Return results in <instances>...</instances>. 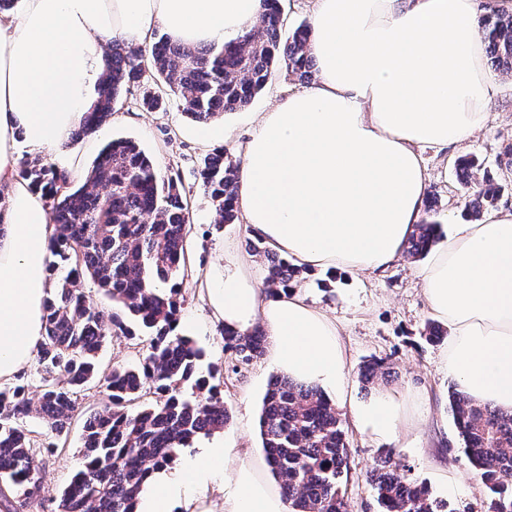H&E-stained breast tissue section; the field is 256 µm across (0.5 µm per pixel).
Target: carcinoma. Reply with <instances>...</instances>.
<instances>
[{
	"instance_id": "1",
	"label": "carcinoma",
	"mask_w": 512,
	"mask_h": 512,
	"mask_svg": "<svg viewBox=\"0 0 512 512\" xmlns=\"http://www.w3.org/2000/svg\"><path fill=\"white\" fill-rule=\"evenodd\" d=\"M485 56L491 66L512 72V15L492 10L480 20ZM310 28L285 33L280 0H263L259 20L237 40L223 45L187 47L164 37L151 49L113 41L99 99L80 121L75 136L96 132L111 118L124 87L143 88L139 105L158 110L167 89L184 113L207 124L224 112L247 107L283 69L303 82L314 76ZM240 161L219 149L207 155L200 172L216 222L231 224ZM462 185L480 169L477 158L457 164ZM19 177L42 193L52 234L50 291L44 304V334L38 348L39 396L17 382L0 390V507L15 512L42 489L38 454L54 452L55 442L26 428L29 418L63 436L82 418L83 464L60 498V512H134L135 500L150 475L172 465L181 448L199 436L224 429L229 413L217 387L198 377L203 352L188 338L174 336L178 282L186 266L188 203L177 182L162 175L133 140H113L99 152L84 183L73 188L69 174L37 157L25 161ZM498 189L485 176L472 201L478 217L494 204ZM415 226L405 254L425 258L439 239L436 210ZM249 249L267 262L265 288L275 294L301 283L309 272L263 246ZM112 299L117 311L87 302L86 280ZM149 336V354L139 366L101 370L99 351L110 336H131L123 316ZM231 372L239 374L265 352L268 337L256 327L241 334L222 330ZM387 367L373 360L361 375L366 385L385 379ZM105 386L106 400L90 412L79 399L93 382ZM153 402L139 408L143 388ZM462 451L477 480L493 494L487 512H512V411L449 395ZM259 431L265 461L278 480L290 512H346L344 478L349 444L336 408L315 385L286 376L271 380L263 398ZM384 512H443L444 504L424 485H411L377 463L373 480Z\"/></svg>"
}]
</instances>
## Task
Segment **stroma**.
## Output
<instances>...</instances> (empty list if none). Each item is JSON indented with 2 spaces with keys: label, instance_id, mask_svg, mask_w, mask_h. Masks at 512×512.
Returning a JSON list of instances; mask_svg holds the SVG:
<instances>
[{
  "label": "stroma",
  "instance_id": "stroma-1",
  "mask_svg": "<svg viewBox=\"0 0 512 512\" xmlns=\"http://www.w3.org/2000/svg\"><path fill=\"white\" fill-rule=\"evenodd\" d=\"M497 90L488 104L489 119L472 138L437 150L423 146L417 153L429 177L428 197L439 206L437 219L443 224L470 221L468 204L479 183L461 185L455 163L465 154L477 156L500 185L496 209L512 210V170L503 169L507 148H512V73H497ZM295 76L276 73L262 92L245 109L215 118L220 126L223 148L239 159L253 129L257 113L273 108L291 92L300 90ZM142 90L130 87L121 94L111 120L95 133L69 143L66 151L49 156L48 161L69 172L74 184H81L101 148L115 139L136 141L163 174L173 176L186 193L189 204V232L186 239L187 270L180 294V335L202 348L201 369L221 373V395L230 413L220 432L226 446L245 448L255 465H263L258 420L267 384L274 369L259 359L235 375L227 370L220 325L208 309L204 277L223 263L225 249L248 256L246 241L253 232L244 219L231 224L215 221L212 202L205 193L200 170L213 146L203 137L202 126L183 113L175 99H167L163 110L149 112L139 105ZM419 263L395 262L386 271L368 274L344 270L337 274L316 270L305 294L315 307L336 323L345 351L349 390L355 402L369 401L377 394L391 395L409 409L414 442L391 444L362 434L355 426L349 407L339 413L348 435L350 470L344 487L347 512H379L371 475L384 450H391V465L409 482L427 485L433 496L446 501L450 512H486L485 488L473 476V469L460 450V440L449 408L448 394L456 382L441 363L442 343H431L422 335L432 314L417 272ZM382 358L390 364L391 382L365 386L360 370L367 361ZM81 423L73 421L64 447L39 455L43 488L26 512H57L60 495L71 473L82 461Z\"/></svg>",
  "mask_w": 512,
  "mask_h": 512
}]
</instances>
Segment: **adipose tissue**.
Here are the masks:
<instances>
[{"label": "adipose tissue", "mask_w": 512, "mask_h": 512, "mask_svg": "<svg viewBox=\"0 0 512 512\" xmlns=\"http://www.w3.org/2000/svg\"><path fill=\"white\" fill-rule=\"evenodd\" d=\"M261 0H22L0 12V381L31 359L44 332L52 228L39 193L19 178L17 149L65 146L97 99L105 50L154 29L189 47L237 37ZM316 80L261 113L246 142L236 205L274 251L314 270H385L422 218L427 174L417 147L461 143L487 122L496 89L484 66L476 0H314ZM434 316L449 330L444 362L469 397L512 411V211L452 225L420 270ZM212 317L240 333L261 327L268 363L344 397L335 323L300 289L270 295L225 253L206 290ZM403 405L378 396L357 427L391 443ZM288 512L278 489L215 440L160 470L136 512Z\"/></svg>", "instance_id": "1"}]
</instances>
